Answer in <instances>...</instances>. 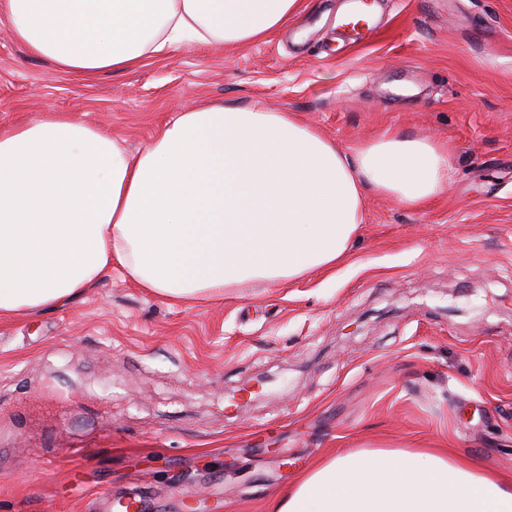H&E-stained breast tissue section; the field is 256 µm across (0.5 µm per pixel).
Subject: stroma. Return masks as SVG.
I'll return each mask as SVG.
<instances>
[{
  "label": "stroma",
  "mask_w": 512,
  "mask_h": 512,
  "mask_svg": "<svg viewBox=\"0 0 512 512\" xmlns=\"http://www.w3.org/2000/svg\"><path fill=\"white\" fill-rule=\"evenodd\" d=\"M350 6L311 0L265 41L89 79L31 54L0 8L1 125L63 112L134 153L176 113L259 102L349 154L432 139L452 168L416 208L366 192L332 270L189 304L112 269L0 318V512H106L105 490L146 512H269L352 448H449L512 478V0H375L355 45L336 28Z\"/></svg>",
  "instance_id": "35a3bbf8"
}]
</instances>
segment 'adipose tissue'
Masks as SVG:
<instances>
[{
	"mask_svg": "<svg viewBox=\"0 0 512 512\" xmlns=\"http://www.w3.org/2000/svg\"><path fill=\"white\" fill-rule=\"evenodd\" d=\"M302 0H5L14 36L73 75L129 71L168 47L244 46ZM448 153L391 137L341 151L293 113L206 104L138 153L52 112L0 126V317L69 304L107 270L174 302L287 283L349 253L364 189L417 206ZM270 512H512V479L448 452L353 448L309 468Z\"/></svg>",
	"mask_w": 512,
	"mask_h": 512,
	"instance_id": "obj_1",
	"label": "adipose tissue"
}]
</instances>
